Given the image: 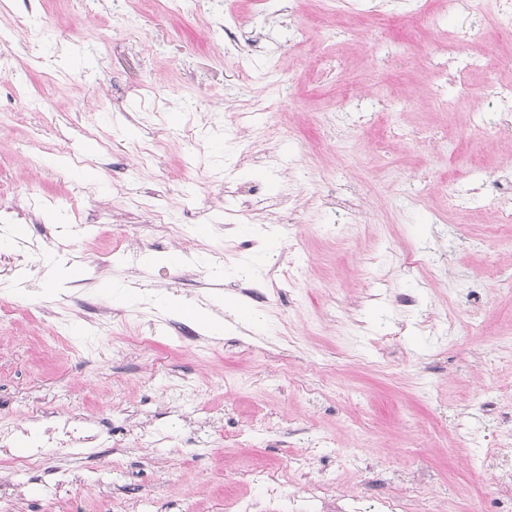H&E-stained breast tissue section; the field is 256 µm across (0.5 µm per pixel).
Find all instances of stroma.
Here are the masks:
<instances>
[{
  "label": "stroma",
  "mask_w": 512,
  "mask_h": 512,
  "mask_svg": "<svg viewBox=\"0 0 512 512\" xmlns=\"http://www.w3.org/2000/svg\"><path fill=\"white\" fill-rule=\"evenodd\" d=\"M40 49L11 45L18 74L46 86L53 123L16 120L0 77V184L39 197L20 257L0 228V428L39 405L55 420L107 417L103 446L45 449L16 512H507L512 488V224L476 189L512 165V140L469 133L489 82L512 84V18L479 0L464 53L481 65L429 99L456 20L440 0H369L358 20L334 0H223L239 52L213 15L151 16L145 0H41ZM249 83H242V75ZM383 111L384 121L362 113ZM244 111L240 130L224 115ZM252 140L278 164L244 160ZM262 185L234 218L244 184ZM467 193L472 211H449ZM81 201L80 211L70 201ZM141 260L100 265L103 249ZM179 254L180 265L170 257ZM304 262L300 285L286 273ZM224 337L182 307L231 320ZM123 285L126 298L112 295ZM411 294L408 309L398 295ZM107 321H88L89 307ZM476 323V334L449 325ZM96 336L94 355L72 324ZM276 476L280 497L267 500Z\"/></svg>",
  "instance_id": "35a3bbf8"
}]
</instances>
